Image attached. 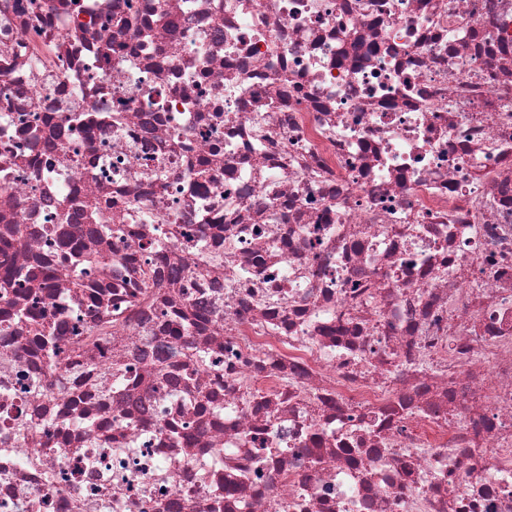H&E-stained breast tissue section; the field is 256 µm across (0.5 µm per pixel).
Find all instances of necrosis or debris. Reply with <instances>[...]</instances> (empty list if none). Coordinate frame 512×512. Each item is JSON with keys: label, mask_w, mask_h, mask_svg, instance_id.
Instances as JSON below:
<instances>
[{"label": "necrosis or debris", "mask_w": 512, "mask_h": 512, "mask_svg": "<svg viewBox=\"0 0 512 512\" xmlns=\"http://www.w3.org/2000/svg\"><path fill=\"white\" fill-rule=\"evenodd\" d=\"M0 512H512V0H0Z\"/></svg>", "instance_id": "4bbe7bcc"}]
</instances>
